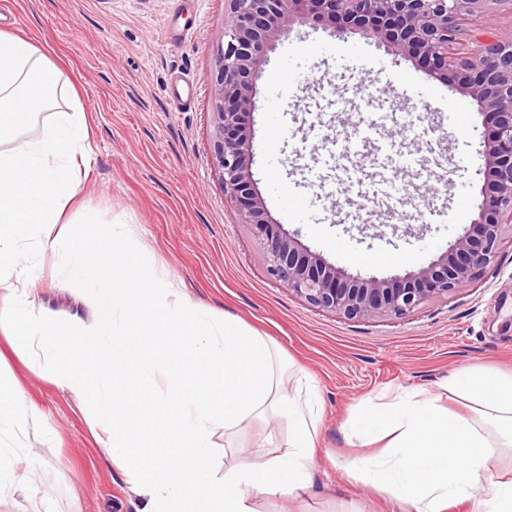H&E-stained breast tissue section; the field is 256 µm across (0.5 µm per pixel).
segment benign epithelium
Returning <instances> with one entry per match:
<instances>
[{"instance_id": "1", "label": "benign epithelium", "mask_w": 512, "mask_h": 512, "mask_svg": "<svg viewBox=\"0 0 512 512\" xmlns=\"http://www.w3.org/2000/svg\"><path fill=\"white\" fill-rule=\"evenodd\" d=\"M224 46L213 88L212 163L224 199L237 206L265 250L266 272L307 304L344 317H405L434 298H448L477 280L506 241L512 242V39L484 42L466 56L452 50L461 21L482 14L487 0H225ZM331 23L338 35L356 28L392 44L427 72L457 83L476 102L490 128L484 156L493 189L478 205L471 231L451 253L406 277L349 276L307 252L268 220L246 160L247 114L253 74L269 42L296 21Z\"/></svg>"}]
</instances>
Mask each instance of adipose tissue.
<instances>
[{"instance_id":"adipose-tissue-1","label":"adipose tissue","mask_w":512,"mask_h":512,"mask_svg":"<svg viewBox=\"0 0 512 512\" xmlns=\"http://www.w3.org/2000/svg\"><path fill=\"white\" fill-rule=\"evenodd\" d=\"M51 117L38 137L23 133L40 112ZM85 113L61 80L58 66L36 45L0 33V328L42 356L59 386L81 392L96 408L90 429H101L144 505L138 512H253L252 491L287 495L313 481L311 399L283 396L267 340L233 318L218 321L184 300L170 302L114 227L85 214L80 231L45 237L58 269L90 287L94 320L58 322L29 296L34 268L19 247L34 231L56 223L79 189ZM87 355L74 365L68 347ZM168 365L163 397L149 372ZM449 393L466 399L460 414L437 399L409 395L373 406L358 418L355 439L384 441L381 453L352 458L350 475L388 493L399 512H446L469 500L473 512H512V479L491 472L501 449L512 450V376L469 367L449 378ZM275 409L291 431L281 454L246 461L210 479L211 436Z\"/></svg>"}]
</instances>
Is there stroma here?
<instances>
[{
	"instance_id": "1",
	"label": "stroma",
	"mask_w": 512,
	"mask_h": 512,
	"mask_svg": "<svg viewBox=\"0 0 512 512\" xmlns=\"http://www.w3.org/2000/svg\"><path fill=\"white\" fill-rule=\"evenodd\" d=\"M0 32L32 41L78 92L86 115L87 165L59 221L84 212L122 225L133 250L174 298L231 315L270 336L283 363L307 371L319 416L314 486L289 497L254 493V512H394L386 493L348 476L356 455L345 435L367 405L426 392L443 406L457 368L512 374V247L473 284L395 318L346 319L292 295L265 271L264 250L224 200L212 164V87L224 43V0H6ZM253 88L250 144L255 188L273 222L309 252L352 276L380 279L419 270L449 250L478 217L491 184L487 128L457 85L431 78L389 43L339 37L301 22L271 41ZM181 92L186 106L173 94ZM355 154L362 189L345 187L309 206L317 181L336 179L333 154ZM409 157L405 194L426 188L429 206L366 203L385 175L384 154ZM40 278L36 306L56 319L93 321L79 283L58 272L36 241L26 247ZM16 382L44 425L0 424V448L34 459L33 479L0 478V512H135L124 469L96 441L82 397L54 384L43 361L0 333V382ZM288 419L272 415L234 429L215 427V482L248 449L277 454Z\"/></svg>"
}]
</instances>
